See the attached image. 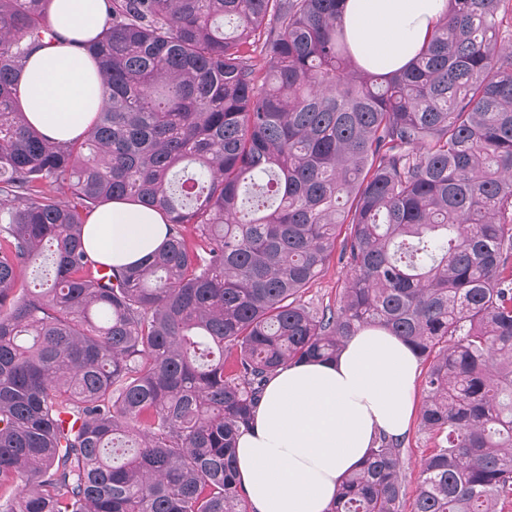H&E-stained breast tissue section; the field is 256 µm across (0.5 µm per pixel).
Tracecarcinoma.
Segmentation results:
<instances>
[{"instance_id": "carcinoma-1", "label": "carcinoma", "mask_w": 512, "mask_h": 512, "mask_svg": "<svg viewBox=\"0 0 512 512\" xmlns=\"http://www.w3.org/2000/svg\"><path fill=\"white\" fill-rule=\"evenodd\" d=\"M344 2L104 0L80 48L106 105L60 142L19 96L52 0H0V512H247L267 381L367 326L428 361L412 512L512 502V0H447L386 73ZM111 200L165 221L136 264L85 246ZM334 254L339 303H301ZM400 448L378 436L330 512H400Z\"/></svg>"}]
</instances>
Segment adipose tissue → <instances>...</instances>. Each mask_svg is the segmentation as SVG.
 I'll return each instance as SVG.
<instances>
[{"mask_svg": "<svg viewBox=\"0 0 512 512\" xmlns=\"http://www.w3.org/2000/svg\"><path fill=\"white\" fill-rule=\"evenodd\" d=\"M445 0H346L342 24L360 64L389 72L421 50ZM103 0H53L57 44L35 51L21 102L29 121L58 141L85 131L105 106L94 62L76 43L95 38ZM159 213L108 202L88 218L85 243L108 264L137 261L162 242ZM418 359L388 331L368 327L333 361L289 365L267 383L254 419L237 441L238 476L252 512H329L343 476L379 434L404 439L415 411Z\"/></svg>", "mask_w": 512, "mask_h": 512, "instance_id": "ef3b65f1", "label": "adipose tissue"}]
</instances>
